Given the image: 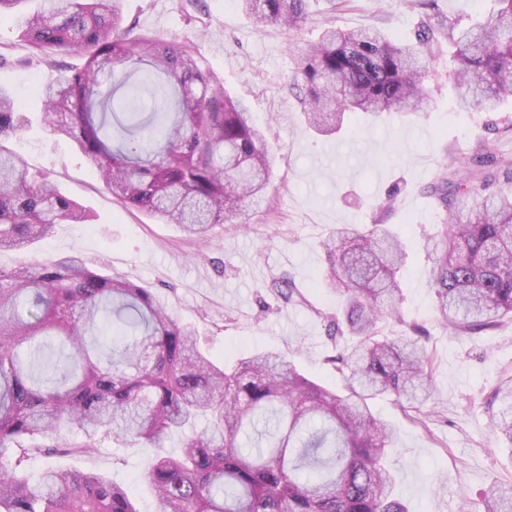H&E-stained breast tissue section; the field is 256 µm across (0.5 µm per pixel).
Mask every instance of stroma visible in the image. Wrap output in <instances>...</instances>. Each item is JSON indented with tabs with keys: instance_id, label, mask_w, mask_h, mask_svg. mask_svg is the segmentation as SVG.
I'll return each mask as SVG.
<instances>
[{
	"instance_id": "obj_1",
	"label": "stroma",
	"mask_w": 512,
	"mask_h": 512,
	"mask_svg": "<svg viewBox=\"0 0 512 512\" xmlns=\"http://www.w3.org/2000/svg\"><path fill=\"white\" fill-rule=\"evenodd\" d=\"M308 0L301 30L257 27L239 0H201L186 15L178 0H121L127 25L160 38L194 43L225 88L247 106L267 131L276 162L266 199L248 229L216 225L189 236L174 224L113 199L86 157L66 141L32 126L11 145L30 170L56 181L94 217L89 224L57 225L51 238L24 251L0 252V267L80 256L104 275L120 274L153 289L181 322L194 326L200 347L225 367L256 350L271 349L305 375L327 386L344 385L329 363L342 302L324 288L322 243L339 224L382 225L398 234L405 257L397 274L403 321L428 331L435 386L433 405L413 410L393 398L371 400L374 413L396 431L389 459L395 495L409 512H483L494 483L512 482V449L492 432L487 400L498 380L512 376V322L473 335L443 329L436 320L432 261L424 239L436 232L443 212L428 187L463 166L482 145L512 161V101L499 111L462 110L449 76L451 49L440 43L427 66L430 104L416 116L366 119L350 114L340 132L310 129L289 84L301 51L327 26L380 28L391 39L414 40L423 22L419 0ZM28 51L12 13L0 14V86L12 91L19 111L41 108L40 85L58 71L81 67L79 53L28 63ZM394 197L395 208L384 202ZM289 276L295 289L285 302L270 288ZM402 321V322H403ZM145 448L104 442L73 468L95 470L129 486L138 512H157L142 474Z\"/></svg>"
}]
</instances>
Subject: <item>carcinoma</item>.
<instances>
[{
	"mask_svg": "<svg viewBox=\"0 0 512 512\" xmlns=\"http://www.w3.org/2000/svg\"><path fill=\"white\" fill-rule=\"evenodd\" d=\"M18 13L28 62L85 55L81 68L41 85V121L88 159L112 196L190 235L247 226L273 158L247 106L224 90L194 46L122 27L119 0H39ZM258 25L300 29L307 0H240ZM475 27L422 25L416 42L377 29H328L302 50L293 76L309 122L341 128L348 113L414 114L427 103L424 69L444 39L458 105L494 112L512 98V0ZM112 91L100 90V78ZM28 119L0 89V251L23 250L61 223L92 214L3 142ZM441 231L426 242L441 324L473 334L512 321V164L486 147L464 172L431 187ZM326 285L345 303L351 341L335 356L347 393L301 374L273 351L228 369L203 353L193 326L150 289L103 275L78 256L0 267V512H137L130 489L97 471L46 469L34 457L87 454L105 438L181 451L148 457L144 480L159 512H407L386 465L393 431L368 401L419 408L432 397L427 331L399 317L403 246L377 226L340 224L323 241ZM112 327L132 340L112 353L88 341ZM493 432L512 444V377L498 380ZM203 419L206 428L197 432ZM76 430L81 440L65 437ZM485 512H512V486L495 484Z\"/></svg>",
	"mask_w": 512,
	"mask_h": 512,
	"instance_id": "1",
	"label": "carcinoma"
}]
</instances>
